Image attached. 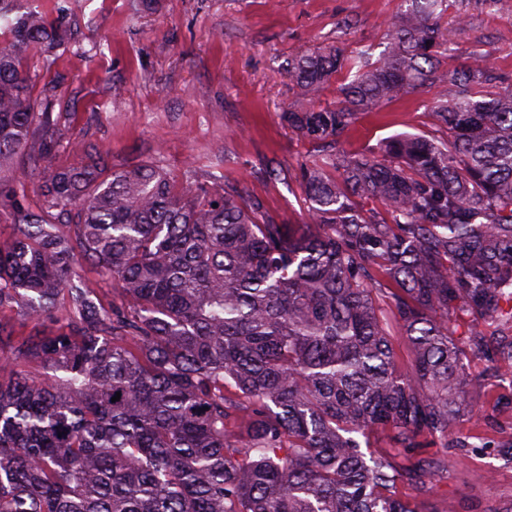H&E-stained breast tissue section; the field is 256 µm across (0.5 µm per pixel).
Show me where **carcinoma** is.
<instances>
[{"instance_id":"cac0c4a2","label":"carcinoma","mask_w":512,"mask_h":512,"mask_svg":"<svg viewBox=\"0 0 512 512\" xmlns=\"http://www.w3.org/2000/svg\"><path fill=\"white\" fill-rule=\"evenodd\" d=\"M444 2L405 0L373 62L288 58L312 101L351 75L341 104L284 111L313 140L425 88L454 92L433 105L447 140L398 135L305 167L308 220L283 224L244 188L180 186L63 142L21 60L67 40L66 0H0V168L84 155L48 174L38 210L22 181L10 200L0 312L56 329L0 318V512H418L399 488L433 492L446 465L426 448L466 447L456 422H486L476 390L512 371V89L493 90L478 58L441 69ZM81 261L93 279L74 281ZM474 358L495 364L476 375ZM374 431L388 451L362 450Z\"/></svg>"}]
</instances>
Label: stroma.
<instances>
[{"mask_svg": "<svg viewBox=\"0 0 512 512\" xmlns=\"http://www.w3.org/2000/svg\"><path fill=\"white\" fill-rule=\"evenodd\" d=\"M72 35L54 56H29L33 99L50 100L64 139L107 155L112 168L154 162L178 182L237 185L288 224L306 204L303 165L322 142L289 127L284 108L305 109L284 74L288 57L324 48L378 57L402 0H70ZM455 71L482 58L512 86V0H448L441 18ZM431 88L359 113L347 153H372L401 134L441 136ZM469 447L429 451L448 472L424 499L427 512H495L512 503V417L471 429Z\"/></svg>", "mask_w": 512, "mask_h": 512, "instance_id": "obj_1", "label": "stroma"}]
</instances>
